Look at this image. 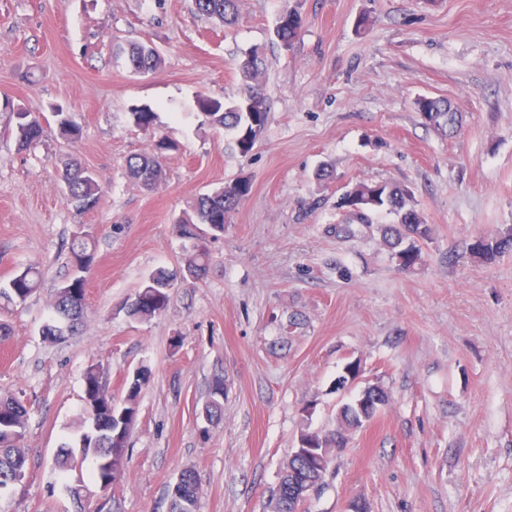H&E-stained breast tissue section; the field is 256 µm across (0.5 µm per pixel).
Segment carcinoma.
Listing matches in <instances>:
<instances>
[{
  "label": "carcinoma",
  "instance_id": "1",
  "mask_svg": "<svg viewBox=\"0 0 512 512\" xmlns=\"http://www.w3.org/2000/svg\"><path fill=\"white\" fill-rule=\"evenodd\" d=\"M238 0H193L196 13L219 26L235 21ZM303 25L302 14L297 8L281 12L275 23L274 34L280 45L292 46ZM116 57L124 60L134 75L145 76L156 72L163 64L158 50L148 42L112 43ZM266 61L252 51L238 65L240 87L238 97L230 103L202 101L201 109L211 124L235 134V145L240 154H247L256 138L266 126L270 107L262 77ZM417 111L429 126L437 130L455 127L458 112L448 101L427 96L415 100ZM60 135L75 140L79 127L69 113H54ZM16 132L20 147L29 148L40 142L44 129L41 116L32 112H15ZM172 144L164 140L156 145V151H145L129 156L125 161L127 177L142 189L152 191L162 179L158 152L168 150ZM61 181L64 198L79 212H87L99 205L102 188L88 169L77 164L64 166ZM250 182L246 179L230 180L212 192L201 194L193 201L190 210L176 219L181 236L200 241L195 254L185 261L180 270L159 268L135 293L132 300L123 304L122 310L134 320L150 319L164 312L170 304L172 291L179 282L201 279L210 260L203 240L206 234L224 233L231 214L249 195ZM358 200L372 202L357 217L360 224L372 223V216L380 211L397 216V223L380 227L384 245L391 258L403 270H411L422 260V244L431 239L433 230L410 204L411 194L406 188L392 183L360 184L355 190ZM470 250L477 257L492 261L498 255L512 251V230L489 240L479 237L470 243ZM71 275L56 289L49 303L50 319L43 326L42 336L49 343H62L70 336H77L85 324V294L87 274L95 261L92 235L80 232L69 247ZM41 273L38 267L29 265L17 270L3 285L0 298L9 302H24L38 292ZM151 372L138 367L126 377L125 396L121 403L114 402L104 382L100 365L91 364L83 373V399L95 406L96 412H87V430L79 438L81 457L67 449L57 455L55 467L62 472L72 471L91 455L96 459L93 480L96 484L113 485L125 472L129 435L140 406V395L148 385ZM226 383L217 376L212 381L211 399L205 407L208 421L220 419L224 409ZM389 402L388 392L379 385L365 388L352 403L340 408L338 427L329 432L303 429L297 444L305 448H343L349 432L364 426L377 414L380 406ZM28 423V409L13 395H0V490L15 488L27 473V457L23 448ZM319 474L308 469L302 462L291 459L283 462L281 475L269 506L271 512H297L298 503L288 494L292 483L316 480ZM199 486L191 470L181 473L169 494V512H196Z\"/></svg>",
  "mask_w": 512,
  "mask_h": 512
}]
</instances>
